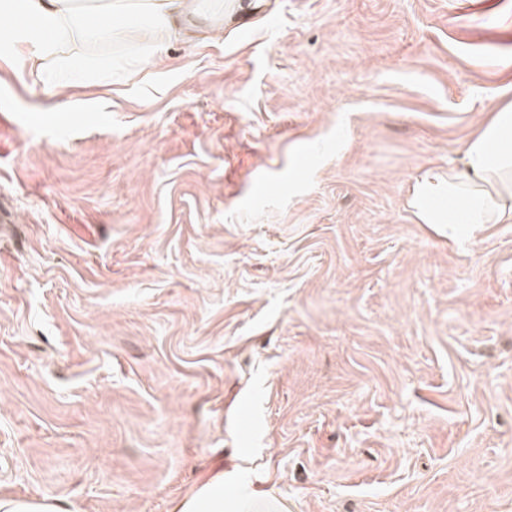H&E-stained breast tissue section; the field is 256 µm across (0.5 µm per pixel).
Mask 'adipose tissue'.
<instances>
[{
    "label": "adipose tissue",
    "mask_w": 512,
    "mask_h": 512,
    "mask_svg": "<svg viewBox=\"0 0 512 512\" xmlns=\"http://www.w3.org/2000/svg\"><path fill=\"white\" fill-rule=\"evenodd\" d=\"M215 0H0V59L15 74L58 88L130 61L99 59L95 45L117 39L155 52L200 17L220 19ZM411 204L427 224H512V105L494 107L468 141L462 168L419 173ZM224 474L204 480L174 512H288L254 483L226 492Z\"/></svg>",
    "instance_id": "ef3b65f1"
}]
</instances>
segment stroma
<instances>
[{
  "instance_id": "stroma-1",
  "label": "stroma",
  "mask_w": 512,
  "mask_h": 512,
  "mask_svg": "<svg viewBox=\"0 0 512 512\" xmlns=\"http://www.w3.org/2000/svg\"><path fill=\"white\" fill-rule=\"evenodd\" d=\"M243 4L110 83L0 66V496L512 512V224L408 204L512 102V0ZM228 483H234L232 474L225 478V473L219 472L195 487L173 512H288L286 503L272 490L249 482L228 494Z\"/></svg>"
}]
</instances>
